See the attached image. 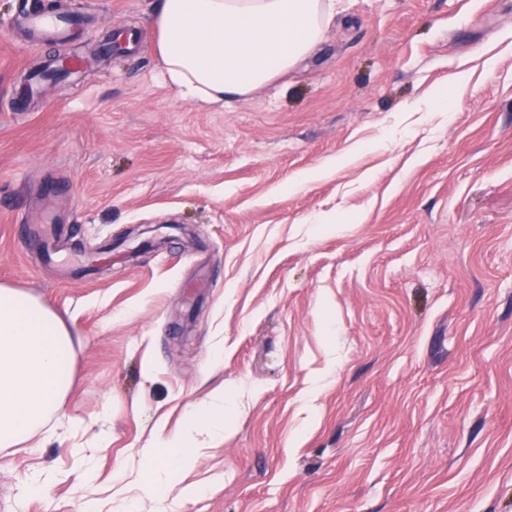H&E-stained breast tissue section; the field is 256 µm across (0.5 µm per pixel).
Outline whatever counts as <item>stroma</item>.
<instances>
[{
    "label": "stroma",
    "mask_w": 512,
    "mask_h": 512,
    "mask_svg": "<svg viewBox=\"0 0 512 512\" xmlns=\"http://www.w3.org/2000/svg\"><path fill=\"white\" fill-rule=\"evenodd\" d=\"M30 3L0 0V284L68 324L74 380L0 447V512H512V0H337L223 108L165 83L151 0H64L37 44ZM110 28L139 49L30 101ZM220 387L223 439L144 481ZM25 23L31 31L41 38L53 37L65 27L64 21L52 12L28 16Z\"/></svg>",
    "instance_id": "35a3bbf8"
}]
</instances>
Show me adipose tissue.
<instances>
[{
    "label": "adipose tissue",
    "instance_id": "adipose-tissue-1",
    "mask_svg": "<svg viewBox=\"0 0 512 512\" xmlns=\"http://www.w3.org/2000/svg\"><path fill=\"white\" fill-rule=\"evenodd\" d=\"M335 0H154L152 22L167 84L180 98L225 106L284 75L320 39ZM73 380L69 327L47 305L0 285V447L12 448L56 414ZM230 398L217 391L160 436L177 476L200 436L224 433Z\"/></svg>",
    "mask_w": 512,
    "mask_h": 512
}]
</instances>
